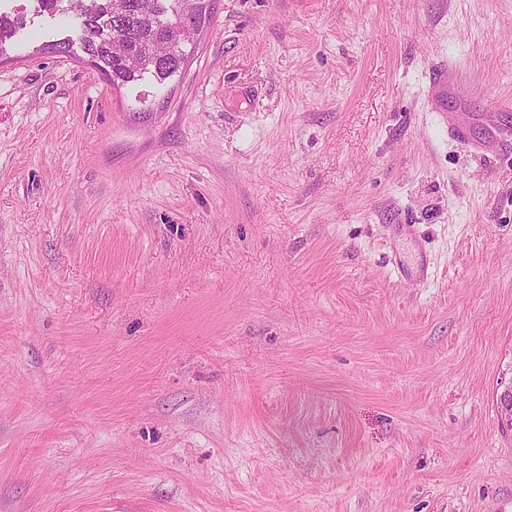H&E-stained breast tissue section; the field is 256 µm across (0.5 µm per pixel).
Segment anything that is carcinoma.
I'll return each mask as SVG.
<instances>
[{
    "mask_svg": "<svg viewBox=\"0 0 512 512\" xmlns=\"http://www.w3.org/2000/svg\"><path fill=\"white\" fill-rule=\"evenodd\" d=\"M63 1L79 26L47 48L71 55L79 46L114 88L172 79L187 60L184 47L195 44L211 20V0H37V5L52 15ZM22 23L24 17L0 12V57Z\"/></svg>",
    "mask_w": 512,
    "mask_h": 512,
    "instance_id": "carcinoma-1",
    "label": "carcinoma"
}]
</instances>
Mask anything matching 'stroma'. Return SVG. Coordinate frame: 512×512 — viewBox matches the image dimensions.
I'll return each instance as SVG.
<instances>
[{"label": "stroma", "instance_id": "1", "mask_svg": "<svg viewBox=\"0 0 512 512\" xmlns=\"http://www.w3.org/2000/svg\"><path fill=\"white\" fill-rule=\"evenodd\" d=\"M36 8L0 0V512H512V157L425 88L512 117V0H215L146 122ZM448 68V61L436 63L429 69L428 87L434 112H439L441 124L448 129V136L466 143L476 154H486L495 149L500 152L512 149V142L504 139L507 135L508 125L490 127L481 138L471 136V124L479 115L470 116L466 112H446L448 109V85L444 75ZM445 109H443V108Z\"/></svg>", "mask_w": 512, "mask_h": 512}]
</instances>
